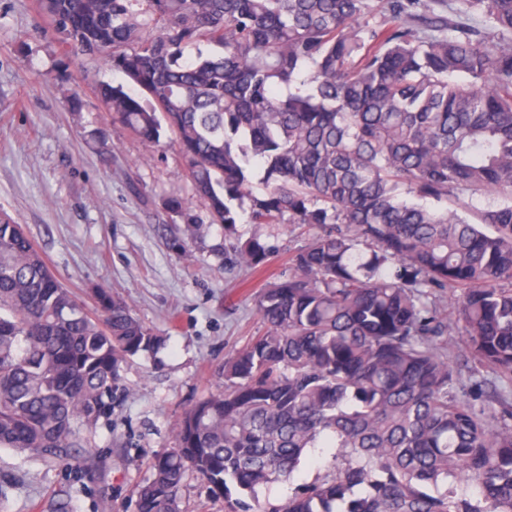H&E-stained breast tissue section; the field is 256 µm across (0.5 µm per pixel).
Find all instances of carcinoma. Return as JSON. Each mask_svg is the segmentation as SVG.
Here are the masks:
<instances>
[{
	"label": "carcinoma",
	"mask_w": 512,
	"mask_h": 512,
	"mask_svg": "<svg viewBox=\"0 0 512 512\" xmlns=\"http://www.w3.org/2000/svg\"><path fill=\"white\" fill-rule=\"evenodd\" d=\"M38 8L122 76L84 70L106 111L149 146L175 136L229 265L271 254L237 236L245 203L253 224L321 229L258 295L266 330L183 414L137 512H181L189 471L225 512H259L280 481L270 512H512V0ZM204 231L187 217L184 243ZM94 296L0 219V448L80 469L71 449L112 414L124 366L164 347L122 298ZM317 448L332 463L293 483Z\"/></svg>",
	"instance_id": "carcinoma-1"
}]
</instances>
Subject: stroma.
Segmentation results:
<instances>
[{"label":"stroma","mask_w":512,"mask_h":512,"mask_svg":"<svg viewBox=\"0 0 512 512\" xmlns=\"http://www.w3.org/2000/svg\"><path fill=\"white\" fill-rule=\"evenodd\" d=\"M62 62L80 98L76 112L56 81ZM85 69L121 80L96 58L64 54L36 0H0V217L21 224L82 300L109 289L168 342L125 366L111 417L78 450L92 469L0 451V512H135L133 491L148 481L153 455L174 447L186 409L222 387L225 358L264 331L256 296L287 277L291 256L313 236L295 224L242 220L241 239L275 249L260 271L225 266L217 224L181 248L186 216L207 221L206 200L194 193L172 138L146 146L106 112L81 79ZM98 129L107 146L93 139ZM174 194L185 215L167 210Z\"/></svg>","instance_id":"35a3bbf8"}]
</instances>
